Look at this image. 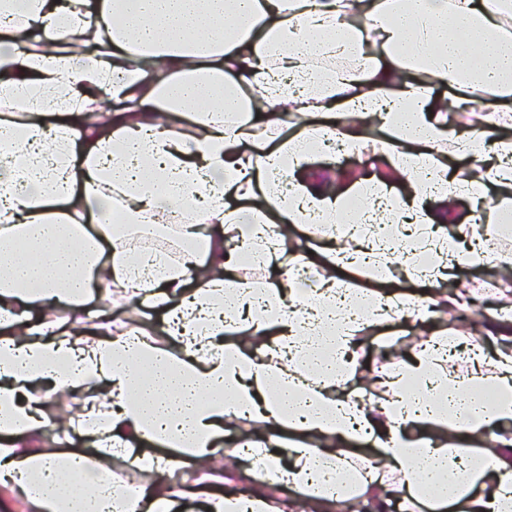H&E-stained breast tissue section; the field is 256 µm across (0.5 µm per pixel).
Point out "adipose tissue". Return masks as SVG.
Segmentation results:
<instances>
[{
  "label": "adipose tissue",
  "instance_id": "1",
  "mask_svg": "<svg viewBox=\"0 0 512 512\" xmlns=\"http://www.w3.org/2000/svg\"><path fill=\"white\" fill-rule=\"evenodd\" d=\"M120 2L0 0V488L24 512H170L192 494L174 479L185 459L214 460L225 428L251 426L253 465L227 469L201 512H336L344 485L369 512H390L392 491L433 512H512V354L475 342L449 371L463 331L421 317L461 267H512L511 251L464 247L467 228L442 232L448 199L485 183V209L512 222V137L498 133L512 0ZM478 88L493 97L458 134L448 117ZM331 139L389 155L409 198L364 178L354 210L305 177ZM452 152L476 169L449 166ZM115 204L131 224L192 210L220 232L174 265L101 235ZM310 223L354 230H322L307 252L294 235ZM243 248L264 280L243 275ZM396 267L429 294L392 292ZM95 291L160 308L169 346L88 315ZM416 321L426 340L376 368L379 404L363 405L348 388L363 335ZM60 390L91 452L39 449ZM116 457L149 485H120Z\"/></svg>",
  "mask_w": 512,
  "mask_h": 512
}]
</instances>
